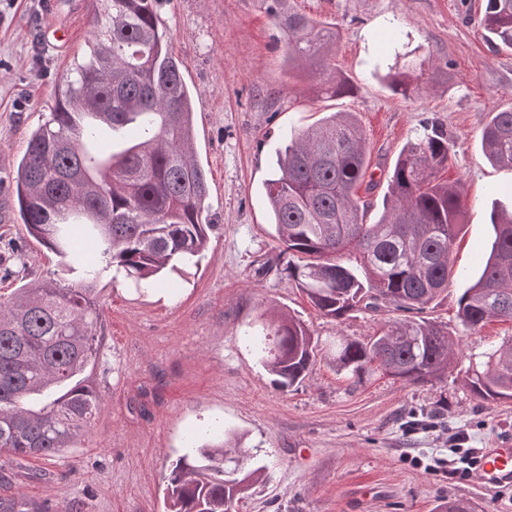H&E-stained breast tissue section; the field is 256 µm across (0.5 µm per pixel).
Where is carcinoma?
<instances>
[{
    "mask_svg": "<svg viewBox=\"0 0 512 512\" xmlns=\"http://www.w3.org/2000/svg\"><path fill=\"white\" fill-rule=\"evenodd\" d=\"M158 0H98L88 61L63 78L50 119L33 130L18 163L15 202L26 231L79 265L80 280L49 278L0 296V452L53 457L92 423L100 396L79 376L97 358L101 329L96 283L110 268L138 287L164 269L187 264L207 247L211 224L205 170L195 158L194 102L183 63L169 49L155 12ZM286 44L288 70L322 77L332 97L353 91L329 73L337 33L327 23L260 0ZM488 42L512 49V0H486ZM383 80L411 92L404 69ZM485 157L512 168V108L481 130ZM454 143L439 126L406 144L388 176L378 218L367 222L357 197L368 170L366 135L351 112H336L290 137L264 182L265 203L288 277L327 318L391 307L365 341L338 340L333 361L354 382L378 370L408 385L440 378L456 360L448 327L410 313L447 291L452 253L464 223L459 182L439 179ZM82 224L97 259L75 250L68 226ZM495 237L479 277L458 299L463 329L512 318V210L490 214ZM356 255L357 266L341 261ZM273 346L253 337L273 382L293 387L316 359L318 342L291 314L272 315ZM468 386L481 400H512V339L470 357ZM230 441L205 443L173 464L170 512H235L262 477L244 467ZM0 512H40L20 498H0Z\"/></svg>",
    "mask_w": 512,
    "mask_h": 512,
    "instance_id": "1",
    "label": "carcinoma"
}]
</instances>
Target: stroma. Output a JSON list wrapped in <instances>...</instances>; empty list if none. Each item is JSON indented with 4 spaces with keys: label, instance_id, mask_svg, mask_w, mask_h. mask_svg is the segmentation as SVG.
I'll use <instances>...</instances> for the list:
<instances>
[{
    "label": "stroma",
    "instance_id": "stroma-1",
    "mask_svg": "<svg viewBox=\"0 0 512 512\" xmlns=\"http://www.w3.org/2000/svg\"><path fill=\"white\" fill-rule=\"evenodd\" d=\"M339 33L331 66L355 87L317 94L285 64L279 30L259 0H160L156 13L184 65L195 104V151L207 173L214 224L198 265L138 288L99 282V355L82 374L100 396L88 432L55 457L0 456V497L46 512H165L172 463L204 427L242 436L264 478L239 512H440L448 499L477 512H512V487L489 490L451 465L467 447L512 439V400L485 402L468 389L469 356L512 338V320L461 334L457 301L478 277L493 239L490 212L512 204V170L484 157L480 129L512 107V49L483 37L486 0H292ZM92 0H0V294L59 270L60 259L27 235L11 181L31 130L50 117L64 74L91 37ZM408 40L418 95L393 93L373 74L384 35ZM332 112H351L368 141L361 200L382 209L387 178L408 141L442 124L455 142L448 180L462 184L465 224L457 270L423 318L458 336L441 381L407 386L379 373L353 383L329 353L342 337L374 335L391 312L323 317L289 279L263 183L285 136ZM287 311L319 340L303 379L280 389L244 333L262 313Z\"/></svg>",
    "mask_w": 512,
    "mask_h": 512
}]
</instances>
